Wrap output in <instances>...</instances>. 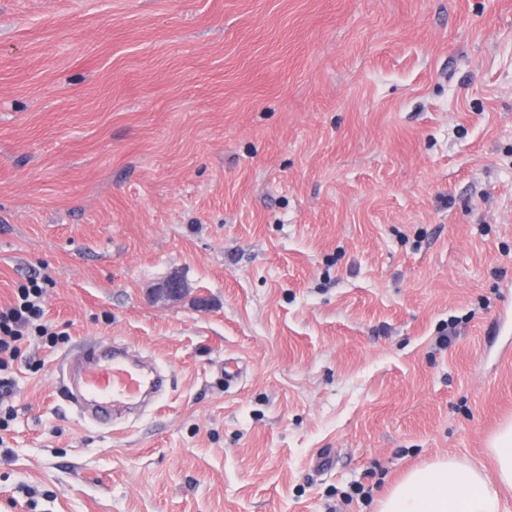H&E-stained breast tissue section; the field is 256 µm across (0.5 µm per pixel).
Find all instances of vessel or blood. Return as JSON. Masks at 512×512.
Here are the masks:
<instances>
[{
  "mask_svg": "<svg viewBox=\"0 0 512 512\" xmlns=\"http://www.w3.org/2000/svg\"><path fill=\"white\" fill-rule=\"evenodd\" d=\"M87 365L80 373L76 397L101 419L109 418L116 405L131 407L151 396L160 384L158 377L126 362L108 350L84 351Z\"/></svg>",
  "mask_w": 512,
  "mask_h": 512,
  "instance_id": "obj_1",
  "label": "vessel or blood"
}]
</instances>
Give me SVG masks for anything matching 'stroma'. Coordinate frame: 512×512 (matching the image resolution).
I'll return each mask as SVG.
<instances>
[{
	"mask_svg": "<svg viewBox=\"0 0 512 512\" xmlns=\"http://www.w3.org/2000/svg\"><path fill=\"white\" fill-rule=\"evenodd\" d=\"M34 274L62 337L13 370L0 512H375L442 456L493 475L512 0H0V306ZM115 342L174 381L95 424L67 371ZM186 291L185 283L178 276H170L152 288L149 297L154 303L173 302L181 299Z\"/></svg>",
	"mask_w": 512,
	"mask_h": 512,
	"instance_id": "obj_1",
	"label": "stroma"
}]
</instances>
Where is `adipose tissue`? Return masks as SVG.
Returning a JSON list of instances; mask_svg holds the SVG:
<instances>
[{
  "instance_id": "obj_1",
  "label": "adipose tissue",
  "mask_w": 512,
  "mask_h": 512,
  "mask_svg": "<svg viewBox=\"0 0 512 512\" xmlns=\"http://www.w3.org/2000/svg\"><path fill=\"white\" fill-rule=\"evenodd\" d=\"M496 476L448 456L410 470L379 499L377 512H501L499 490L512 487V424L489 441Z\"/></svg>"
}]
</instances>
